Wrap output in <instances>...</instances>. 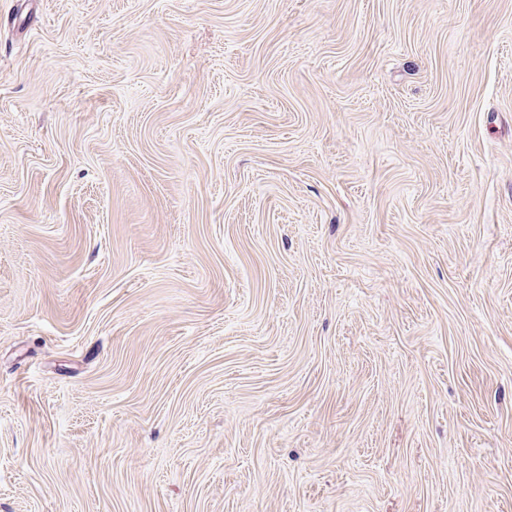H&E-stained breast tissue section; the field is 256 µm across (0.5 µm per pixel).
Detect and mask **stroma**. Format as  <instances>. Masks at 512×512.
Here are the masks:
<instances>
[{"instance_id": "35a3bbf8", "label": "stroma", "mask_w": 512, "mask_h": 512, "mask_svg": "<svg viewBox=\"0 0 512 512\" xmlns=\"http://www.w3.org/2000/svg\"><path fill=\"white\" fill-rule=\"evenodd\" d=\"M0 512H512V0H0Z\"/></svg>"}]
</instances>
